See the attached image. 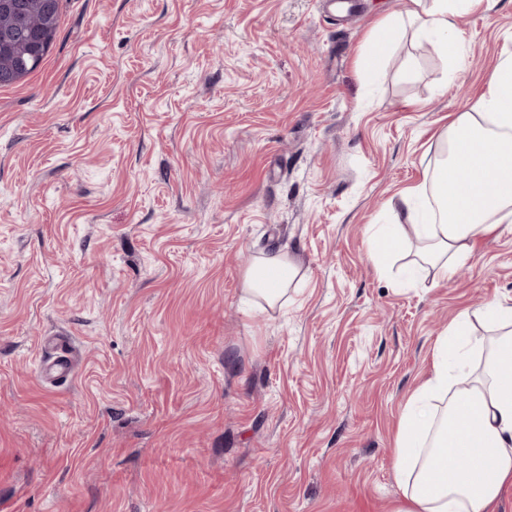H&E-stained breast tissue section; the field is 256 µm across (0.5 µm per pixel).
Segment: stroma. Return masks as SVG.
Listing matches in <instances>:
<instances>
[{"label": "stroma", "instance_id": "1", "mask_svg": "<svg viewBox=\"0 0 512 512\" xmlns=\"http://www.w3.org/2000/svg\"><path fill=\"white\" fill-rule=\"evenodd\" d=\"M62 0L0 88V512H393L398 419L461 310L512 305V231L437 287L373 227L512 59V0L453 68L401 0ZM300 270L242 293L263 252ZM73 376L42 381L46 341ZM274 271H284L285 275L274 277ZM298 272L299 269L283 254H261L243 275V292L249 301L258 306L266 304L273 308L288 293V288Z\"/></svg>", "mask_w": 512, "mask_h": 512}]
</instances>
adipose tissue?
Segmentation results:
<instances>
[{"label": "adipose tissue", "mask_w": 512, "mask_h": 512, "mask_svg": "<svg viewBox=\"0 0 512 512\" xmlns=\"http://www.w3.org/2000/svg\"><path fill=\"white\" fill-rule=\"evenodd\" d=\"M478 0H402L398 16L384 22L378 40L362 53L375 69L394 48L402 20L460 64L455 36L459 14ZM443 157L421 185L399 198L404 221L372 241V257L386 272L391 257L407 253L433 283L452 279L473 258L478 241L512 227V60L498 64L487 92L459 113L441 136ZM298 273L287 256H257L243 275L249 301L275 306ZM489 340L470 334V312H460L435 343L429 377L400 416L394 479L402 501L396 512H497L512 488V306L495 304L482 314ZM478 447L482 468L471 459L448 473L449 446Z\"/></svg>", "instance_id": "adipose-tissue-1"}]
</instances>
